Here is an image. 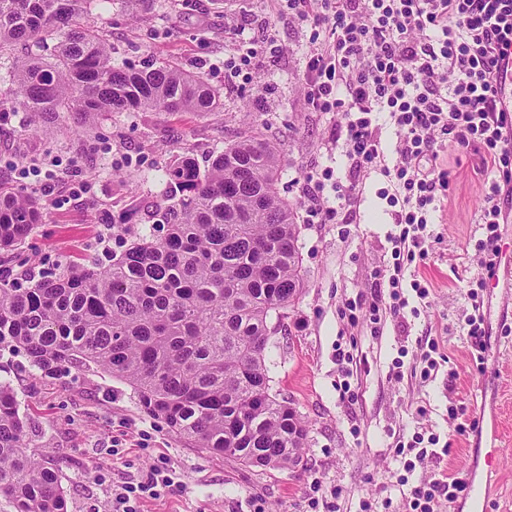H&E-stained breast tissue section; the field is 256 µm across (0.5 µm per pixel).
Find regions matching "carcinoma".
<instances>
[{
    "mask_svg": "<svg viewBox=\"0 0 512 512\" xmlns=\"http://www.w3.org/2000/svg\"><path fill=\"white\" fill-rule=\"evenodd\" d=\"M92 0H0V52L21 45L0 103L33 121L86 115L211 112L215 91L198 74L155 59L112 64ZM163 198L134 206L162 237L138 235L112 263L68 264L23 287L0 280V350L39 370L109 372L140 409L214 456L244 467L301 463L307 421L273 391L268 324L305 285L298 205L281 198L276 145L255 130L200 166L166 171ZM36 195L0 188V253L41 223ZM14 389L0 382V500L9 512H68L59 476L29 452Z\"/></svg>",
    "mask_w": 512,
    "mask_h": 512,
    "instance_id": "obj_1",
    "label": "carcinoma"
}]
</instances>
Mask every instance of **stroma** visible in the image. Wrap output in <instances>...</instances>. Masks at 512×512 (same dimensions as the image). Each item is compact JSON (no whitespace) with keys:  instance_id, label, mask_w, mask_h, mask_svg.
Wrapping results in <instances>:
<instances>
[{"instance_id":"35a3bbf8","label":"stroma","mask_w":512,"mask_h":512,"mask_svg":"<svg viewBox=\"0 0 512 512\" xmlns=\"http://www.w3.org/2000/svg\"><path fill=\"white\" fill-rule=\"evenodd\" d=\"M241 16L254 40L262 85L230 84L224 58L235 43L224 31V15ZM102 27L115 65L140 66L152 56L178 61L202 76L220 97L203 114L119 112L86 122L75 113L59 124L31 126L23 112L0 119V184L22 189L18 175L44 182L41 168L58 162L67 177L46 181L48 210L21 245L20 262H1L0 275L18 282L58 272L61 263L83 258L108 264L138 233L163 235L142 220L109 229L132 202L152 201L165 184L163 169L184 154L196 160L262 123L280 149V195L301 202L304 177L332 168L349 181L347 158L333 149L335 122L309 111L301 91L302 55L313 46L311 27L273 18L263 0H96L87 16ZM275 29L287 54L270 52L264 36ZM477 155L460 156L450 184V203L430 225L424 260L412 268L429 295L418 312L387 320L372 336L367 308L374 273L391 264V236L398 234L392 209L382 198L386 179L364 177L365 190L349 223H309L299 210L305 290L270 339L267 365L274 391L307 420L303 462L291 469H244L212 457L146 415L130 387L108 372L45 373L24 355L0 353V380L15 391L19 414L33 433L36 453L58 471L69 512H108L114 485L137 478L165 461L181 475L182 493L165 501L144 500L140 512H249L258 498L265 512H307L310 483L336 486V512H361L364 501L391 499L389 512H406L405 496L422 471L404 472L394 458L397 442L414 433L437 440L446 455L434 473L467 478L471 448H497L499 473L483 512H512V274L500 271L484 324L490 334L484 367L470 354L463 319L471 310L465 283L478 272L482 206ZM88 191H79V183ZM357 306L359 321L342 316L344 303ZM434 351L438 371L422 379L420 355ZM352 355L341 368L338 352ZM466 408L481 431H458L449 407Z\"/></svg>"}]
</instances>
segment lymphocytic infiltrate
Segmentation results:
<instances>
[{
	"label": "lymphocytic infiltrate",
	"instance_id": "lymphocytic-infiltrate-1",
	"mask_svg": "<svg viewBox=\"0 0 512 512\" xmlns=\"http://www.w3.org/2000/svg\"><path fill=\"white\" fill-rule=\"evenodd\" d=\"M276 17L307 24L323 40L303 57L302 87L312 111L339 113L341 148L353 178L333 180L330 170L307 175V214L329 221L352 210L363 194L361 171L379 168L384 195L400 232L392 236L391 266L368 304L370 332L380 335L386 318L398 317L427 288L405 271L426 253L428 224L448 200L451 172L442 155L477 153L483 203L477 217L484 236L477 245L479 274L467 295L478 301L486 276L500 267V232L512 207V0H270ZM224 29L237 44L225 58L230 77L253 82L254 53L237 15ZM397 130V164L386 165L378 114ZM456 477L429 476L410 492V512H438L464 490ZM183 489L168 463L150 466L139 478L112 490L111 512H139L142 498L161 500Z\"/></svg>",
	"mask_w": 512,
	"mask_h": 512
}]
</instances>
